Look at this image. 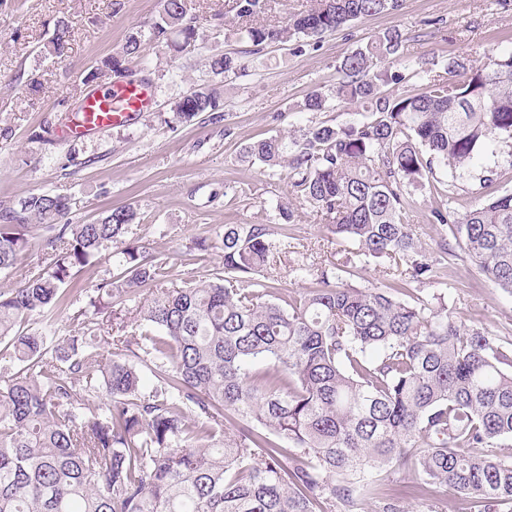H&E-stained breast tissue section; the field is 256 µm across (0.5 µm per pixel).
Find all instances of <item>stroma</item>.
Wrapping results in <instances>:
<instances>
[{
  "instance_id": "stroma-1",
  "label": "stroma",
  "mask_w": 512,
  "mask_h": 512,
  "mask_svg": "<svg viewBox=\"0 0 512 512\" xmlns=\"http://www.w3.org/2000/svg\"><path fill=\"white\" fill-rule=\"evenodd\" d=\"M0 0V209L18 207L36 192L66 197L68 224H89L116 207L133 206L140 219L128 242L150 247L166 259L173 283L190 274L221 267L220 253L192 260L196 239L214 236L227 224H266L274 239L289 235L287 251L276 257L280 295L314 287L322 270L341 269L344 282L358 288L381 286L380 265L361 263L353 243L336 240L307 202L290 198L286 171L242 160L243 148L271 136L289 138L294 130L322 124L345 126L359 117L354 106L330 103L320 112L304 110L313 93H330L344 56L388 28L405 40L393 68L404 79L388 85L391 94L422 82L412 73L423 58L467 56L482 65L488 55L512 47V0H404L393 14L348 23L319 40L297 39L254 49L242 37L235 0H197L204 38L194 49L170 51L147 41L127 68L152 89V105L125 126L83 140L58 135L70 110L91 89L88 75L101 60L120 55L129 32L148 30L160 0ZM222 13L215 23L214 13ZM72 25L70 49L62 62L41 57L40 48L58 18ZM235 57V72L214 75L209 58ZM204 86L220 88L223 120L202 114L174 120L173 104ZM512 192V172L480 185L458 181L454 199L424 190L415 195L414 233L432 265V281L411 283L408 302L444 295L468 325L484 328L512 354V295L497 288L463 249L443 257L439 243L451 238L448 226L429 221L432 210L464 211ZM290 201L294 217L282 223L276 204ZM122 271L111 250H102L68 288V302L57 333L72 335L74 313L88 309L100 283ZM402 512H473L470 497L432 489L401 501Z\"/></svg>"
}]
</instances>
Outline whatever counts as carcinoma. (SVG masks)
I'll return each instance as SVG.
<instances>
[{
    "instance_id": "1",
    "label": "carcinoma",
    "mask_w": 512,
    "mask_h": 512,
    "mask_svg": "<svg viewBox=\"0 0 512 512\" xmlns=\"http://www.w3.org/2000/svg\"><path fill=\"white\" fill-rule=\"evenodd\" d=\"M270 0H236L251 19ZM403 0H315L286 25L243 30L261 49L300 35L320 38L361 18L394 13ZM192 0H161L149 39L184 51L201 38ZM71 25L54 24L46 59L67 52ZM130 33L123 57L140 54ZM403 34L380 32L343 58L337 102L367 115L345 127L312 126L285 141L252 143L244 156L288 172L290 190L336 237L382 264L385 287L355 288L323 273L319 286L276 297L273 266L283 243L267 224H226L194 249L223 254L224 273L167 286L165 263L126 243L138 213L114 208L90 224H59L68 201L37 192L0 211V270L41 239L44 272L0 291V341L17 371L0 376V512H332L356 509L380 473L409 464L406 499L434 487L466 494L481 512L512 503V463L475 452L512 443V372L496 337L465 324L441 296L411 304L407 285L432 277L413 232L415 192L455 182L483 157L512 167V48L475 66L418 61L416 92L382 90L403 80L389 70ZM220 75L237 69L216 54ZM217 89L179 99L187 122L211 112ZM449 171V179L436 169ZM438 224L485 276L512 294V193ZM127 265L96 292L111 305L136 303L137 333L104 322L56 336L63 285L100 252ZM41 324V329L33 328ZM150 362L148 387L137 364ZM99 403L90 406V396ZM241 425L224 429V412Z\"/></svg>"
}]
</instances>
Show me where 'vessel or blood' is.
<instances>
[{
    "instance_id": "b4317fda",
    "label": "vessel or blood",
    "mask_w": 512,
    "mask_h": 512,
    "mask_svg": "<svg viewBox=\"0 0 512 512\" xmlns=\"http://www.w3.org/2000/svg\"><path fill=\"white\" fill-rule=\"evenodd\" d=\"M151 91L148 86L133 83L117 92L93 91L83 95L74 109L64 134L70 139H83L130 123L149 111Z\"/></svg>"
}]
</instances>
